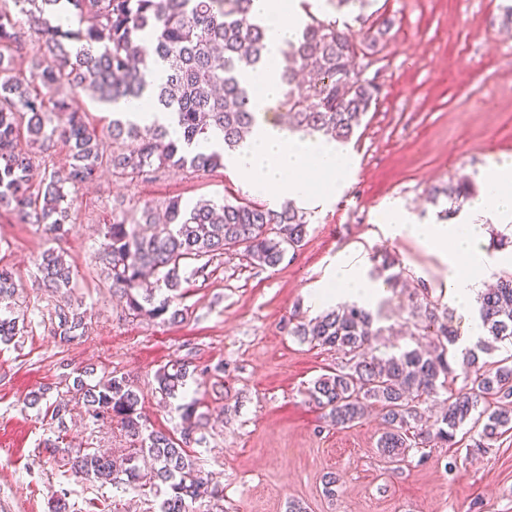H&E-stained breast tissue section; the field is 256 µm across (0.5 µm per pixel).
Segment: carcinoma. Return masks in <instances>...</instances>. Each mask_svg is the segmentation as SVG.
<instances>
[{"label": "carcinoma", "instance_id": "carcinoma-1", "mask_svg": "<svg viewBox=\"0 0 512 512\" xmlns=\"http://www.w3.org/2000/svg\"><path fill=\"white\" fill-rule=\"evenodd\" d=\"M66 3L69 24L51 19ZM252 0H0V66L19 51L24 33L13 21L11 9L25 17L28 30L44 49V60L29 74L18 73L0 84V206L13 207L22 222L43 229L50 247L38 263V286L62 297L49 318L51 332L64 343L88 331V312L63 299L72 284V266L53 244L63 240L75 221L73 194L96 183L105 169L116 178H147L160 170L213 172L225 168L232 152L252 136L258 115L250 106L247 75L265 65L268 48L265 29L250 16ZM336 11L356 9L355 21L364 23L365 0H326ZM309 18L297 41L281 51L276 62L288 106L292 133L321 136L344 143L360 127L377 100L379 87L362 78V60L387 30L354 39L350 28L322 19L304 3ZM165 64L159 82L148 80V60ZM151 91L150 105L176 123L180 135L158 120L140 124L125 113L112 119V152L106 153L91 127L89 116L72 107L71 96L82 91L105 103L134 101ZM212 135L223 138L224 150L202 151L200 143ZM26 140L30 151L18 149ZM68 149L67 165L46 174L38 185L31 172L41 154L55 143ZM433 200L443 196L455 206L469 198L470 185L450 181L431 190ZM162 214L145 207L141 215L123 211L105 225L94 263L125 299L129 314L175 322L182 311L173 306V293L182 283L204 272L208 264L230 250H242L253 263L277 266L285 253L302 246L308 213L287 201L274 210L265 204L237 200L217 204L201 199L194 205L172 197L160 205ZM206 260L198 267L190 264ZM383 261L379 275L395 286L404 270L392 271ZM169 295L155 298L143 289L151 277ZM17 285L12 270L0 265V310H12ZM479 319L495 341H512V273L499 278L478 296ZM20 317L0 315V343L8 344L25 331ZM372 313L356 303H344L320 315L301 320L291 334L303 341L334 348L349 357L345 369L318 378L309 391L318 407L336 426L361 420L368 408H380L385 431L381 453L393 462L405 459L412 440L431 438L454 443L457 430L478 411L483 422L474 447L512 431V412L500 407L512 398V356L479 362L470 351L462 358L465 385L448 396V405L431 425L423 424L422 398L448 389L454 369L448 346L454 330L440 320L437 307L428 304L416 327L436 338L429 350H405L377 355L370 351L374 327ZM208 370H189L186 361H173L156 373V391L166 398L183 396L188 380L203 378ZM72 397L99 426L117 423L130 447L119 457L94 448H62L48 440L44 447L66 471L80 478L110 481L117 489L147 484L163 490L160 512H190V503L217 499L187 450L162 431L145 432L138 406L140 390L123 375L111 373L95 384L83 374L68 387ZM483 409L477 410L478 403ZM200 401L178 405L183 439L189 440L203 418ZM153 461L141 471L143 457Z\"/></svg>", "mask_w": 512, "mask_h": 512}]
</instances>
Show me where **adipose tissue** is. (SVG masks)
I'll use <instances>...</instances> for the list:
<instances>
[{"label": "adipose tissue", "mask_w": 512, "mask_h": 512, "mask_svg": "<svg viewBox=\"0 0 512 512\" xmlns=\"http://www.w3.org/2000/svg\"><path fill=\"white\" fill-rule=\"evenodd\" d=\"M469 207L471 218L465 224H413L397 207L393 208L389 222L391 236L409 235L447 263L451 301L461 312L472 307L498 268L512 267V255L493 261L482 249L484 219L504 226L512 224L511 160L489 164L483 175V189L470 201ZM338 293L369 299L375 295L376 288L365 279L361 268L343 256L337 259L335 273L322 284L314 299L320 303Z\"/></svg>", "instance_id": "1"}]
</instances>
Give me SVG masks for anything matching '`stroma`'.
I'll return each instance as SVG.
<instances>
[{"mask_svg":"<svg viewBox=\"0 0 512 512\" xmlns=\"http://www.w3.org/2000/svg\"><path fill=\"white\" fill-rule=\"evenodd\" d=\"M507 3L512 0H369L366 24L391 27L362 72L380 94L342 146L353 167L348 186L325 210L311 213L302 246L276 267L229 251L183 284L181 322L125 315L124 299L91 260L99 230L111 223L113 209L132 202L250 196L233 169L166 170L132 180L107 173L79 190L78 219L59 247L76 266L73 296L92 319L88 335L70 344L43 323L56 298L33 285L45 248L40 231L0 209V264L12 269L19 285L15 309L29 321L17 344H0V512H49L59 496L69 512H89L94 502L111 512H159L162 497L154 488L122 491L74 477L42 449L56 439L74 448L128 447L119 430L97 427L76 410L60 425L45 411L66 392L65 375L86 370L99 379L113 372L139 386L148 428L179 434L177 400L155 391L158 369L178 359L210 370L204 383L189 386L205 414L189 450L223 491L220 504L203 499L192 512H288L292 502L305 512H512V432L470 454L474 432L465 425L454 446L433 441L410 449L402 470L392 471L378 448V410L337 427L309 398L312 383L344 367L346 357L290 333L292 321L315 317L309 298L339 255L353 257L373 283L388 257L404 268L408 285L383 288L366 303L382 329L375 353L428 345L411 310L429 302L452 318L451 357L476 347L471 326L478 313L453 308L447 265L415 239L391 237L382 206L400 204L419 224L442 223L448 202H431L432 187L465 176L481 189L482 170L512 158ZM41 391L46 404L30 406V396ZM329 473L338 478L332 499L323 492Z\"/></svg>","mask_w":512,"mask_h":512,"instance_id":"1","label":"stroma"}]
</instances>
